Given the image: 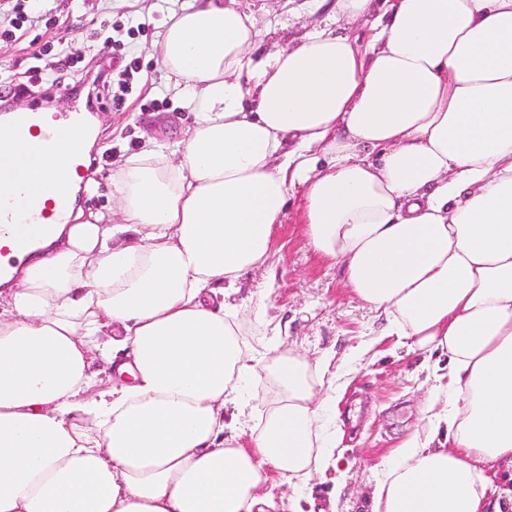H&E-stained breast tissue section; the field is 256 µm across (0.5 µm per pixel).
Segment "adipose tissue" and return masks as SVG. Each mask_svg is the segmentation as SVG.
Masks as SVG:
<instances>
[{"instance_id": "adipose-tissue-1", "label": "adipose tissue", "mask_w": 512, "mask_h": 512, "mask_svg": "<svg viewBox=\"0 0 512 512\" xmlns=\"http://www.w3.org/2000/svg\"><path fill=\"white\" fill-rule=\"evenodd\" d=\"M376 14L368 49L306 32L260 55L233 0H192L159 47L195 114L179 149L112 173L110 215L54 229L63 247L0 291V512H276L266 466L292 494L331 463L327 358L263 357L279 393L251 448L239 279L263 264L303 189L311 252L430 358L434 395L381 471L369 512H501L512 469V0H340ZM0 142L11 184L72 192L74 153ZM112 370L102 382L95 361Z\"/></svg>"}]
</instances>
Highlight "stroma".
Here are the masks:
<instances>
[{"mask_svg":"<svg viewBox=\"0 0 512 512\" xmlns=\"http://www.w3.org/2000/svg\"><path fill=\"white\" fill-rule=\"evenodd\" d=\"M188 0H30L23 36L0 48V69L23 70L27 57L45 42L65 50L66 60L87 67L106 62L114 71L134 67L132 89L118 109L103 103L93 121L101 131L90 147L95 154L92 191H78L75 209L86 214L112 206L109 176L131 153L148 146L174 151L193 114L172 98L167 72L153 56L169 16ZM254 11L265 44L283 43L310 26L340 28L367 46L374 20L335 22V0H240ZM145 29H138V22ZM83 86L68 76L49 96L13 97L10 107L41 105L46 112H69ZM303 192L295 190L287 217L274 238L265 266L240 280L241 297L261 292L268 317L289 324L287 343L317 357L333 353L326 381L336 387L330 407L342 423L335 460L309 483L318 512H366L376 471L391 451L420 423L429 398L419 366L421 351L380 338L379 322L346 286L341 265L317 258L302 235ZM275 270L274 287L267 272Z\"/></svg>","mask_w":512,"mask_h":512,"instance_id":"obj_1","label":"stroma"}]
</instances>
